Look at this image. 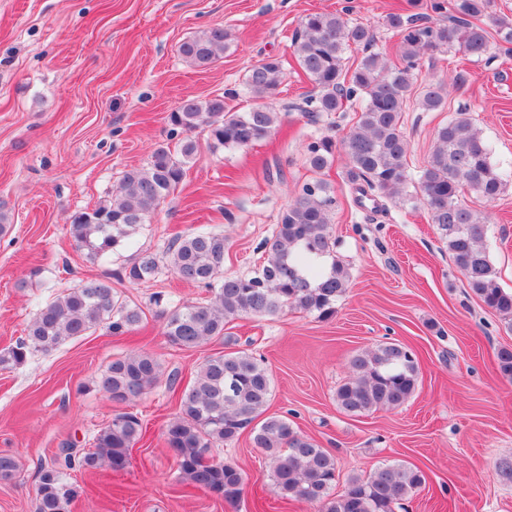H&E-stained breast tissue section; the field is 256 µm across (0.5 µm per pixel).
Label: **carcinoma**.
I'll list each match as a JSON object with an SVG mask.
<instances>
[{"label": "carcinoma", "mask_w": 512, "mask_h": 512, "mask_svg": "<svg viewBox=\"0 0 512 512\" xmlns=\"http://www.w3.org/2000/svg\"><path fill=\"white\" fill-rule=\"evenodd\" d=\"M435 13L448 9V21L407 14L385 17L387 30L398 37L395 57L372 51L370 28L355 24L349 8L306 15L292 41L297 66L313 82L314 92L298 110L317 123L332 112L356 106L355 126L341 140L347 159V180L362 196L399 199L427 210L451 258L473 294L485 307L512 326V290L497 282L489 252L483 246L486 217L463 199L471 191L491 203L512 173L492 161L493 150L467 110H459L436 132L427 162L417 173L407 169V138L402 114L410 99L424 112L446 105L447 84L430 83L416 91L415 71L426 55L455 50L476 61L494 54L512 55V17L491 11V0H440ZM495 29L497 41L483 19ZM228 34L213 27L180 46L182 56L207 67L224 54ZM363 56L351 73L344 72L348 46ZM283 67L277 59L254 65L245 87L254 98L247 112H234L224 97L187 98L170 113L171 135H183L178 148L158 145L145 165L127 170L112 198L90 211L70 217L68 233L75 248L92 264L125 246L139 234L160 202L183 180L198 145L191 133L201 128L218 147L246 149L264 139L281 121L267 103L277 94ZM336 142L322 136L307 147L310 168L320 173L330 164ZM336 199L326 181L316 179L282 212L274 237L265 243V257L246 276L224 275V234L197 229L175 238L164 253L138 252L124 267L134 284L146 283L165 266L180 280L201 284L212 297L205 303L162 310L163 334L181 349H193L224 335V328L241 316L270 317L288 308L324 318L349 284L347 269L334 258L330 231ZM143 311L123 300L104 280H88L39 307L25 337L0 350V366L20 367L34 352L48 353L68 339L86 336L105 321L118 333L139 324ZM500 373L512 379V349L497 352ZM350 376L336 390V404L359 416L396 408L414 394L420 366L416 354L398 342H385L355 354ZM161 364L148 352L118 357L108 365L95 388L114 402L141 397L159 380ZM272 381L267 369L246 350L218 352L201 364L195 379L180 396L179 415L163 430L165 447L176 460L181 478L210 496L233 503L241 496L245 476L231 463L210 460L214 447L232 443L250 430L254 447L270 462L272 492L284 500L305 503L318 512H394L397 501L425 484L414 466L387 464L367 477L354 476L345 490L334 493L336 456L315 439L293 428L288 418L269 415ZM145 433L133 413H119L96 438L94 451L83 454L80 466L124 471L131 450ZM75 449H61L41 471L34 512H70L80 488L66 480L63 468Z\"/></svg>", "instance_id": "cac0c4a2"}]
</instances>
